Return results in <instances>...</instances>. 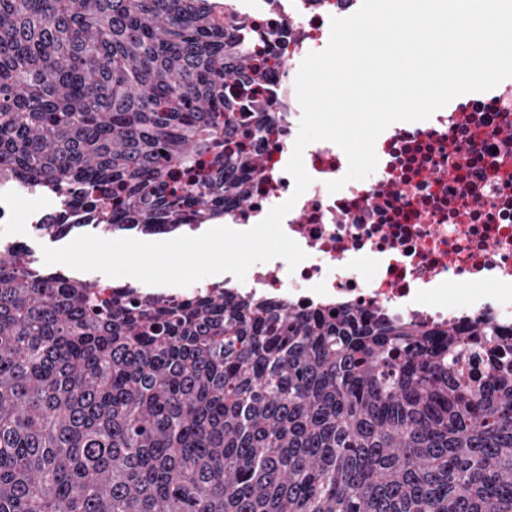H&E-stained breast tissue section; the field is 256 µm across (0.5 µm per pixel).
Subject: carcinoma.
Segmentation results:
<instances>
[{
    "label": "carcinoma",
    "instance_id": "1",
    "mask_svg": "<svg viewBox=\"0 0 512 512\" xmlns=\"http://www.w3.org/2000/svg\"><path fill=\"white\" fill-rule=\"evenodd\" d=\"M230 12L0 0V180L96 195L114 233L245 202L230 141L269 125L225 88L272 45ZM98 288L0 252V512H512L511 327Z\"/></svg>",
    "mask_w": 512,
    "mask_h": 512
}]
</instances>
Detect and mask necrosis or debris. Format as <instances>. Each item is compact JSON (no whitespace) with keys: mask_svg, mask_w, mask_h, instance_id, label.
Returning <instances> with one entry per match:
<instances>
[{"mask_svg":"<svg viewBox=\"0 0 512 512\" xmlns=\"http://www.w3.org/2000/svg\"><path fill=\"white\" fill-rule=\"evenodd\" d=\"M362 0H233L239 23L272 34L274 55L251 87L266 101L271 126L250 148L262 159L246 203L230 206L229 220L251 228L292 197L286 166L302 110L295 79L302 60L324 50L331 18L355 13ZM512 78L481 93L453 99L429 119L397 122L378 137V165L367 178L338 192L348 161L329 141L309 144L304 166L312 178L283 220L285 233L307 254L296 268L280 258L256 264L236 295L278 300L304 310L350 304L385 309L432 326L494 319L512 324ZM40 188L0 192V223L44 232V211L26 206ZM489 280L491 289L456 301L441 297L448 282ZM222 281L159 290L132 284L102 288L138 302L156 296L181 301L225 290Z\"/></svg>","mask_w":512,"mask_h":512,"instance_id":"obj_1","label":"necrosis or debris"}]
</instances>
